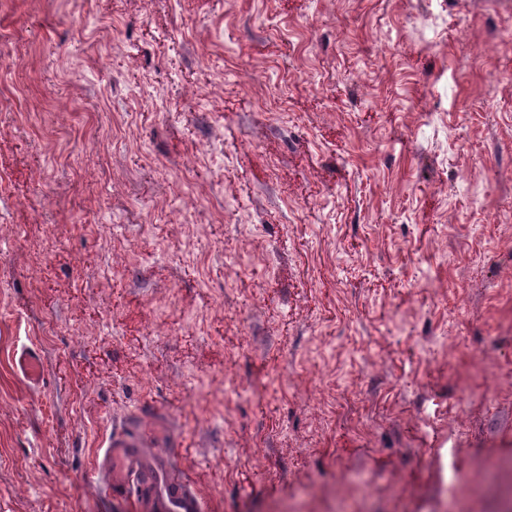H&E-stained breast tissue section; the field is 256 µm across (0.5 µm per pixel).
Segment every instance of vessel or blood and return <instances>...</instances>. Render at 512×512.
<instances>
[{
	"label": "vessel or blood",
	"instance_id": "vessel-or-blood-1",
	"mask_svg": "<svg viewBox=\"0 0 512 512\" xmlns=\"http://www.w3.org/2000/svg\"><path fill=\"white\" fill-rule=\"evenodd\" d=\"M18 367L31 385H40L45 378L37 353L23 352ZM153 433V427L136 420L128 431L111 434L102 460L85 474V482L103 486L108 498L133 500L140 512H202L189 481L172 473L166 457L146 460Z\"/></svg>",
	"mask_w": 512,
	"mask_h": 512
}]
</instances>
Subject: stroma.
<instances>
[{"label": "stroma", "mask_w": 512, "mask_h": 512, "mask_svg": "<svg viewBox=\"0 0 512 512\" xmlns=\"http://www.w3.org/2000/svg\"><path fill=\"white\" fill-rule=\"evenodd\" d=\"M136 414L204 512H504L512 0H0V512H135ZM23 377L33 386H39L45 378V367L36 352H23L18 359Z\"/></svg>", "instance_id": "obj_1"}]
</instances>
